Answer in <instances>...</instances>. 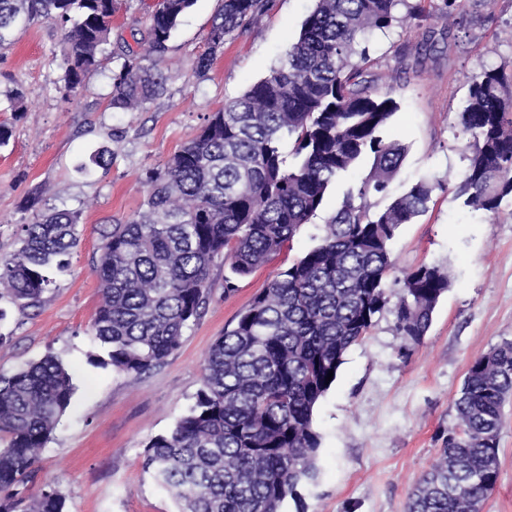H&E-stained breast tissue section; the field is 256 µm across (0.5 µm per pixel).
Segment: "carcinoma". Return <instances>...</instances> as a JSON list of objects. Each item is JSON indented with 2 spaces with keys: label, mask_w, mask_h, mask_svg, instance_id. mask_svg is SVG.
Here are the masks:
<instances>
[{
  "label": "carcinoma",
  "mask_w": 512,
  "mask_h": 512,
  "mask_svg": "<svg viewBox=\"0 0 512 512\" xmlns=\"http://www.w3.org/2000/svg\"><path fill=\"white\" fill-rule=\"evenodd\" d=\"M196 0H159L147 18L142 51L129 50L112 77L110 108L134 112L164 89L159 68L180 18ZM406 13L397 15L398 7ZM266 0H224L196 62L204 75L232 32L261 17ZM409 0H316L278 65L212 113L199 132L147 177L145 208L101 234L95 271L101 300L90 331L105 350L100 365L140 376L165 364L206 304L217 260L235 279L290 246L328 189L372 157L324 224L318 243L280 273L210 346L193 404L144 448V468L180 512H280L313 477L320 448L314 410L345 352L388 311L406 359L426 335L450 287L436 265L404 272L387 291L389 244L402 224L428 209L444 188L422 178L383 209L405 148L388 131L398 103L371 88L368 41L414 17ZM117 0H0V49L38 22L64 31L62 84L69 102L101 65ZM472 137L456 197L496 215L512 197V72L499 66L469 83L459 115ZM79 216L57 210L22 224L17 248L0 257V302L39 309L54 275L68 267ZM397 301L391 302V296ZM67 367L48 354L0 372V512H64L66 499L45 482L32 497L36 464L71 404ZM512 396V342L468 365L453 400L454 423L441 435L430 470L408 495L406 512H482L499 476L503 407Z\"/></svg>",
  "instance_id": "carcinoma-1"
}]
</instances>
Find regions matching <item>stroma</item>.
Returning <instances> with one entry per match:
<instances>
[{"label":"stroma","mask_w":512,"mask_h":512,"mask_svg":"<svg viewBox=\"0 0 512 512\" xmlns=\"http://www.w3.org/2000/svg\"><path fill=\"white\" fill-rule=\"evenodd\" d=\"M415 2L421 7L416 19L374 35L366 72L372 87L399 105L391 131L406 153L390 187L395 195L424 177L461 180L469 139L457 117L469 80L485 67L512 63V0L467 7L458 26L441 17L438 0ZM154 3L119 0L102 65L70 103L55 91L63 76L58 26L32 25L0 52V124L12 131L0 147V256L14 251L19 225L54 210L80 214L69 271L57 276L35 314L12 310L0 322V332L12 337L0 347V371H17L52 353L72 375L71 405L41 454L38 473L39 481L55 483L65 495V512H178L142 467L147 442L186 412L202 385L210 345L316 244L345 189L331 187L290 249L238 278L232 294L224 292L230 268L217 263L201 318L162 367L126 376L94 366L93 358L104 353L89 331L101 295L94 264L103 228L142 209L150 172L163 168L208 116L266 76L315 7L314 0H268L261 19L226 38L200 78L196 61L223 0H197L168 43L163 92L139 111H114L108 106L112 73L122 64L124 45L145 33ZM16 89L23 94L18 112L6 99ZM103 148L112 155L108 168L78 172ZM390 251V278L430 264L450 268L452 284L408 359L398 355L401 340L388 313L345 353L314 413L321 438L315 474L281 512H406L410 491L437 457L439 435L454 422L452 400L469 362L512 341L511 199L491 216L435 190L428 210L398 228ZM499 448V479L483 512H512V401L504 407Z\"/></svg>","instance_id":"obj_1"}]
</instances>
